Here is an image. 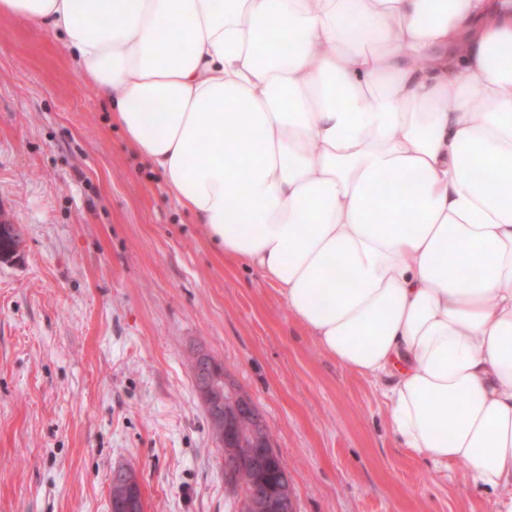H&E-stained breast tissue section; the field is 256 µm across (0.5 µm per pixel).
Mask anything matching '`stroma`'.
<instances>
[{
  "label": "stroma",
  "mask_w": 512,
  "mask_h": 512,
  "mask_svg": "<svg viewBox=\"0 0 512 512\" xmlns=\"http://www.w3.org/2000/svg\"><path fill=\"white\" fill-rule=\"evenodd\" d=\"M0 512H236L189 359L263 414L295 512H486L468 463L407 456L367 379L225 258L113 128L60 39L0 17ZM114 485H123L124 489L116 495H110L111 512H141L142 500L139 497L138 476L129 467H118L113 471L110 490Z\"/></svg>",
  "instance_id": "stroma-1"
}]
</instances>
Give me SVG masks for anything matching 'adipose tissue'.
I'll use <instances>...</instances> for the list:
<instances>
[{
  "instance_id": "obj_1",
  "label": "adipose tissue",
  "mask_w": 512,
  "mask_h": 512,
  "mask_svg": "<svg viewBox=\"0 0 512 512\" xmlns=\"http://www.w3.org/2000/svg\"><path fill=\"white\" fill-rule=\"evenodd\" d=\"M406 453L512 512V0H0ZM235 131L225 139V131Z\"/></svg>"
}]
</instances>
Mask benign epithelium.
<instances>
[{"label":"benign epithelium","instance_id":"obj_1","mask_svg":"<svg viewBox=\"0 0 512 512\" xmlns=\"http://www.w3.org/2000/svg\"><path fill=\"white\" fill-rule=\"evenodd\" d=\"M196 391L206 408L212 434L224 447V441L233 437L246 443L247 454L230 463L231 472L247 464L259 472L271 463L267 427L262 414L252 402L234 389L226 379L224 368L208 354L198 351L192 356ZM112 484L124 489L110 497L111 512H143L139 497L138 476L129 467L113 471ZM252 512H293L294 500L266 484H253L248 491Z\"/></svg>","mask_w":512,"mask_h":512}]
</instances>
